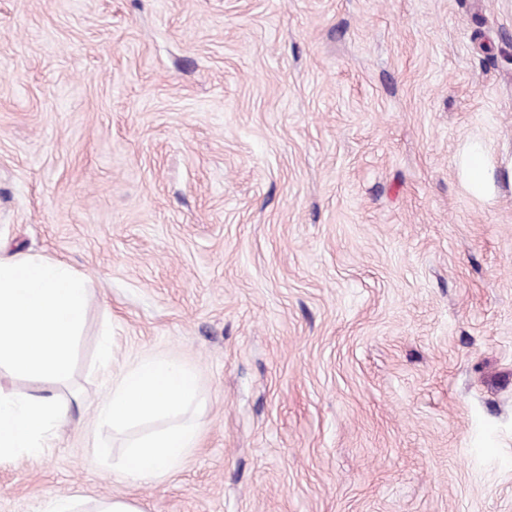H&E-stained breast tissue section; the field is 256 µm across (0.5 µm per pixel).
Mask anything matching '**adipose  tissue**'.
Listing matches in <instances>:
<instances>
[{
  "instance_id": "adipose-tissue-1",
  "label": "adipose tissue",
  "mask_w": 512,
  "mask_h": 512,
  "mask_svg": "<svg viewBox=\"0 0 512 512\" xmlns=\"http://www.w3.org/2000/svg\"><path fill=\"white\" fill-rule=\"evenodd\" d=\"M87 281L61 263L34 258L0 260V364L22 373L64 379L73 340L86 316ZM196 390L194 372L175 361L144 358L112 388L103 422L121 427L148 417H173L167 429L129 442L118 478L127 483L155 479L196 447L198 424L180 421ZM57 399L39 394H0V461L44 447L67 417Z\"/></svg>"
}]
</instances>
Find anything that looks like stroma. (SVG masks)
<instances>
[{
    "label": "stroma",
    "mask_w": 512,
    "mask_h": 512,
    "mask_svg": "<svg viewBox=\"0 0 512 512\" xmlns=\"http://www.w3.org/2000/svg\"><path fill=\"white\" fill-rule=\"evenodd\" d=\"M17 256L89 293L65 381L0 366L69 409L0 512H512V0H0ZM146 357L201 434L138 486L157 421L99 410ZM488 146L482 143L472 145L463 161V167L469 189L476 196H483L490 190V182L486 171ZM78 508L73 499L61 497L54 500L52 512H140L131 501L118 497L98 500L90 511H79Z\"/></svg>",
    "instance_id": "35a3bbf8"
}]
</instances>
